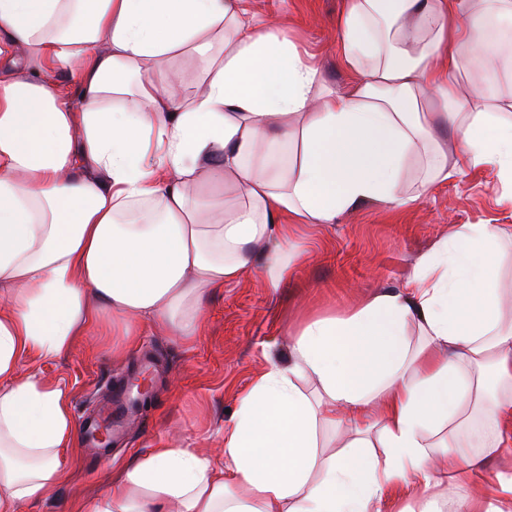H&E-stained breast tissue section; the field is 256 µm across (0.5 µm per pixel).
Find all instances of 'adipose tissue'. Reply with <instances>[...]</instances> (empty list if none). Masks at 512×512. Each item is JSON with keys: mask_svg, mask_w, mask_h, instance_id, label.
I'll use <instances>...</instances> for the list:
<instances>
[{"mask_svg": "<svg viewBox=\"0 0 512 512\" xmlns=\"http://www.w3.org/2000/svg\"><path fill=\"white\" fill-rule=\"evenodd\" d=\"M248 3L0 0V512L51 496L78 450L67 389L20 376L26 359L89 334L121 355L145 323L193 344L215 291L295 272L296 226L403 208L477 167L512 189V94L458 83L512 0H348L338 89ZM179 57L199 69L181 99ZM503 251L500 225H459L401 286L308 320L220 455L171 437L77 512H382L395 491L413 512H512V471L471 484L512 455Z\"/></svg>", "mask_w": 512, "mask_h": 512, "instance_id": "ef3b65f1", "label": "adipose tissue"}]
</instances>
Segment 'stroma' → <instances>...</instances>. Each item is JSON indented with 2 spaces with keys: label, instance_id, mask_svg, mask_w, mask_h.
Here are the masks:
<instances>
[{
  "label": "stroma",
  "instance_id": "obj_1",
  "mask_svg": "<svg viewBox=\"0 0 512 512\" xmlns=\"http://www.w3.org/2000/svg\"><path fill=\"white\" fill-rule=\"evenodd\" d=\"M345 4L253 0V14L275 20L318 63L325 84L336 88L349 81L338 62L336 31ZM460 224L512 225V196L492 171H469L435 185L404 209L363 207L331 227H304L301 242L309 253L295 276L273 292L249 273L218 291L194 345L147 325L139 344L119 358L92 338L56 361H25V370L69 388L79 422L97 417L111 387L137 380L145 391L126 418L123 441L113 443L110 461L81 456L53 496L24 505L22 512H71L76 497L97 494L113 470L174 434L191 438L198 448H215L240 394L272 356H285L305 320L342 313L381 288L403 284L418 258Z\"/></svg>",
  "mask_w": 512,
  "mask_h": 512
}]
</instances>
